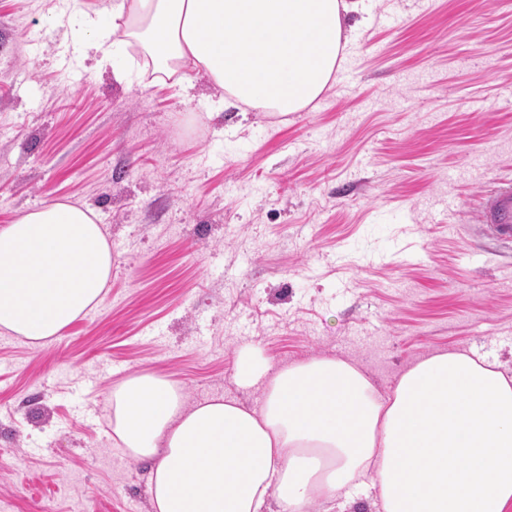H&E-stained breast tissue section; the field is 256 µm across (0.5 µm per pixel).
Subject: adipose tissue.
Returning <instances> with one entry per match:
<instances>
[{
	"instance_id": "adipose-tissue-1",
	"label": "adipose tissue",
	"mask_w": 512,
	"mask_h": 512,
	"mask_svg": "<svg viewBox=\"0 0 512 512\" xmlns=\"http://www.w3.org/2000/svg\"><path fill=\"white\" fill-rule=\"evenodd\" d=\"M357 0H112V35L154 74L203 72L223 107L288 114L308 107L345 62ZM112 245L94 213L67 202L0 227V329L40 347L103 301ZM249 408L214 398L186 407L153 373L112 389V433L150 465L154 512H306L375 494L382 512H512V376L441 351L379 394L354 364L313 356L270 372L241 353Z\"/></svg>"
}]
</instances>
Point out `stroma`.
I'll list each match as a JSON object with an SVG mask.
<instances>
[{"label":"stroma","instance_id":"35a3bbf8","mask_svg":"<svg viewBox=\"0 0 512 512\" xmlns=\"http://www.w3.org/2000/svg\"><path fill=\"white\" fill-rule=\"evenodd\" d=\"M100 6L0 0V225L70 202L112 244L90 315L42 347L0 330V512H151L148 463L112 440L116 363L189 407L260 404L248 347L383 393L438 351L512 369V242L478 222L512 180V0H362L341 80L284 116L132 50L99 64L73 30Z\"/></svg>","mask_w":512,"mask_h":512}]
</instances>
